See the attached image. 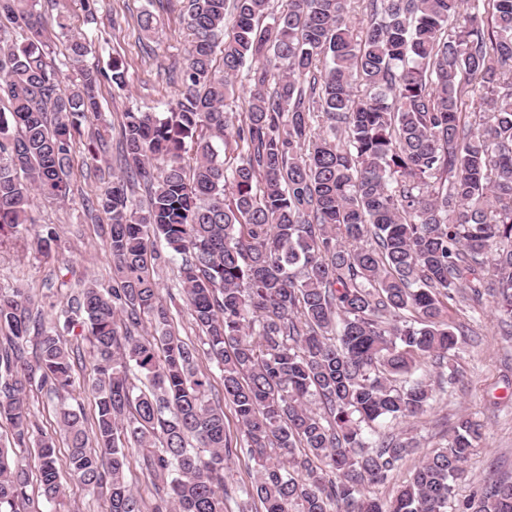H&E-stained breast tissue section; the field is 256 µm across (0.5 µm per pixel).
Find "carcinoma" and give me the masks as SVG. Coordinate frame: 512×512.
<instances>
[{
    "mask_svg": "<svg viewBox=\"0 0 512 512\" xmlns=\"http://www.w3.org/2000/svg\"><path fill=\"white\" fill-rule=\"evenodd\" d=\"M35 2L0 0L18 34L0 37V236L33 223L35 194L69 198L77 117L99 111L102 80L125 84L117 59L109 74L85 67L91 42L61 21L77 71L62 86ZM352 2L288 0L276 15L271 0H187L176 110L124 113L122 158L151 187L147 204L124 177L88 204L109 224L119 283L89 282L69 304L97 362L96 411L59 409L64 462L52 437L39 440L46 500L61 495L64 469L106 488L111 512H144L126 478L136 448L151 512H224L237 495L263 512H512V478L455 497L483 437L466 415L391 499L368 495L414 453L381 424L431 407L422 365L458 349L462 289L512 320V0H487L491 19L477 11L462 24L464 0H364L362 30ZM248 61V108L233 114L231 79ZM151 234L180 255L240 439L211 401L199 350L170 328ZM29 303L0 292V419L13 429L0 445V512L28 499V387L68 392L80 361L46 328L27 361ZM146 320L155 333L134 334ZM240 449L256 476L232 487L224 468Z\"/></svg>",
    "mask_w": 512,
    "mask_h": 512,
    "instance_id": "1",
    "label": "carcinoma"
}]
</instances>
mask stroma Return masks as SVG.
Here are the masks:
<instances>
[{"instance_id": "stroma-1", "label": "stroma", "mask_w": 512, "mask_h": 512, "mask_svg": "<svg viewBox=\"0 0 512 512\" xmlns=\"http://www.w3.org/2000/svg\"><path fill=\"white\" fill-rule=\"evenodd\" d=\"M43 25L51 34L49 59L59 65V79L69 84L71 69L63 67L65 48L56 40L59 16H66L74 34L92 41L84 64L91 69L109 70L113 60H121L126 70L125 87L102 83L98 89L99 112L86 114L82 135L72 150L70 201L60 203L36 198L34 224L15 236L0 241V289L23 288L35 300L32 313L45 327L59 331L82 359L76 369V383L70 401L93 415L95 394L90 388L96 375V361L90 344L78 331L68 329L63 309L68 298L85 281L99 287L116 286L112 259L105 247V227L94 223L85 209L123 169L116 145L126 111H171L178 99L176 79L189 47L182 24L181 0H97L94 12H87L82 0H40ZM151 11L156 28L140 30L137 18ZM55 228L58 238L51 251H43L39 235L43 226ZM150 246L161 256L155 279L162 297L168 298L170 324L185 341L201 345L202 336L191 310L180 293V258L164 239L150 237ZM453 316L464 327L454 365L459 382L434 389L432 407L415 422H401L396 434H409L418 444L417 454L408 456L388 481L372 486V496L385 499L406 484L421 455L442 446L448 430L460 415L467 414L485 427L483 438L466 464V477L455 487L457 498L472 495L490 475L512 474V330L489 303L466 300L457 304ZM66 496L62 503L46 502L38 486H30L28 500L19 503V512H110L107 491L90 494L70 476H63Z\"/></svg>"}]
</instances>
